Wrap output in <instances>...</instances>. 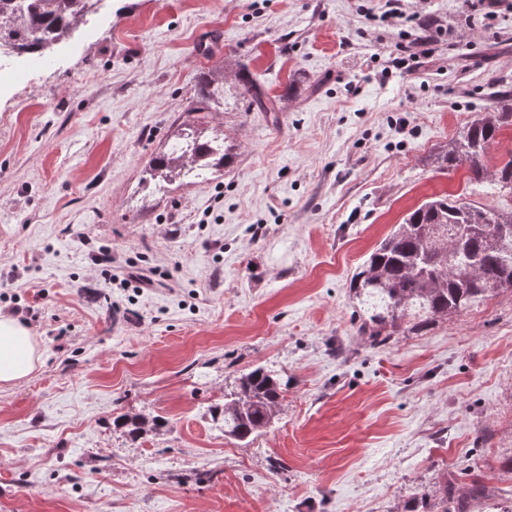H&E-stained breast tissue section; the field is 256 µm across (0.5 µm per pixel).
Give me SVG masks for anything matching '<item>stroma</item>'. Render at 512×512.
I'll use <instances>...</instances> for the list:
<instances>
[{"label":"stroma","mask_w":512,"mask_h":512,"mask_svg":"<svg viewBox=\"0 0 512 512\" xmlns=\"http://www.w3.org/2000/svg\"><path fill=\"white\" fill-rule=\"evenodd\" d=\"M396 2L408 26L381 23ZM211 70L224 103L203 116ZM241 71L277 111L247 108ZM504 92L512 0L492 20L467 0H103L0 93V315L20 308L43 353L0 389V512H404L447 472L504 496L512 290L374 347L348 288L432 198L512 208L435 161ZM198 124L233 163L153 180ZM257 366L288 383L275 423L224 437L208 409ZM120 414L169 426L133 440ZM432 46L433 41H419L414 47H418L420 49L412 52V46L400 45L399 51L401 52L400 54L402 57L395 58L396 65L400 69H405L409 72L413 71L420 65V57L430 58L434 55L435 50ZM409 61H412V64H410ZM223 84V75L203 74L200 76L198 88L196 90L194 112H211L215 105L214 91L211 89L213 84Z\"/></svg>","instance_id":"35a3bbf8"}]
</instances>
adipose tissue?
Wrapping results in <instances>:
<instances>
[{"mask_svg":"<svg viewBox=\"0 0 512 512\" xmlns=\"http://www.w3.org/2000/svg\"><path fill=\"white\" fill-rule=\"evenodd\" d=\"M41 357L37 338L26 324L0 317V386L10 387L28 377Z\"/></svg>","mask_w":512,"mask_h":512,"instance_id":"1","label":"adipose tissue"}]
</instances>
